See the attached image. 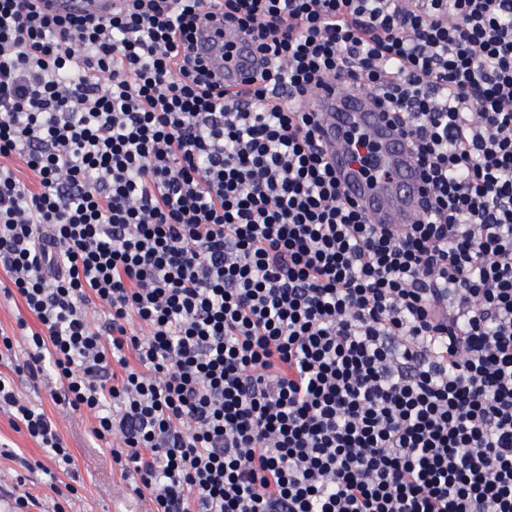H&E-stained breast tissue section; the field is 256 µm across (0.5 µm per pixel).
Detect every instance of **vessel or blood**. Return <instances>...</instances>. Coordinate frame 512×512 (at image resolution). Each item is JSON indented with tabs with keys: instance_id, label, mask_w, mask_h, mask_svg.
<instances>
[{
	"instance_id": "1",
	"label": "vessel or blood",
	"mask_w": 512,
	"mask_h": 512,
	"mask_svg": "<svg viewBox=\"0 0 512 512\" xmlns=\"http://www.w3.org/2000/svg\"><path fill=\"white\" fill-rule=\"evenodd\" d=\"M43 6L58 15L108 17L119 8L120 0H44ZM228 43L236 47V57L229 62L223 59ZM193 49L229 90L250 87L252 80L270 67L269 60L254 50L250 36L226 20L220 10L196 32ZM308 109L314 114L316 135L326 146L345 191L362 205L369 222H413L427 185L409 150L406 127L380 112L371 98L342 95L333 87L310 100ZM355 132L365 134L375 149L380 171L377 178H368L352 156L351 135Z\"/></svg>"
}]
</instances>
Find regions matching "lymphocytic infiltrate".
<instances>
[{
    "label": "lymphocytic infiltrate",
    "instance_id": "lymphocytic-infiltrate-1",
    "mask_svg": "<svg viewBox=\"0 0 512 512\" xmlns=\"http://www.w3.org/2000/svg\"><path fill=\"white\" fill-rule=\"evenodd\" d=\"M40 3L0 0L14 428L71 471L14 388L49 368L149 512H512V0ZM216 8L281 97L191 56ZM331 82L409 127L416 222L342 191ZM42 7L58 15L108 17L120 7V0H44ZM19 317H24L33 330L38 329V321L28 313L22 299L16 294H13L12 297H7L3 291L1 292L0 288V331L2 330L9 336L17 334L14 336V350L16 355L21 357L24 355L26 345L20 335V331L16 327V321Z\"/></svg>",
    "mask_w": 512,
    "mask_h": 512
}]
</instances>
